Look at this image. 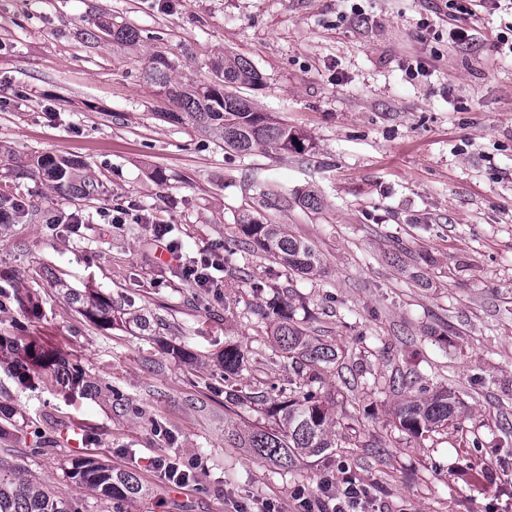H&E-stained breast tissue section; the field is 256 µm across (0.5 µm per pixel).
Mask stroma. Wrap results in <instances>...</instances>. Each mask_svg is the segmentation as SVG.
Here are the masks:
<instances>
[{
	"mask_svg": "<svg viewBox=\"0 0 512 512\" xmlns=\"http://www.w3.org/2000/svg\"><path fill=\"white\" fill-rule=\"evenodd\" d=\"M361 17L344 19L351 6ZM108 19L137 29L129 55L84 43ZM508 14L478 9L471 48L448 44L446 0H0V147L25 160L78 158L104 183L86 206L54 199L41 178L18 193L83 219L79 231L0 226V271L24 280L39 315L0 311V336L59 353L98 385L70 397L51 370L31 387L0 366V402L13 406L23 441L0 442V463L114 512L70 482L88 452L152 487L127 512H303L331 480L367 486L369 512H512V61L493 43ZM430 22L422 31L421 22ZM178 58L177 76L206 83L231 53L261 73L243 94L274 112L304 148L240 157L186 125L162 120L173 105L142 79L148 53ZM427 70L408 78L405 65ZM314 188L321 212L267 205L274 191ZM172 228L186 252L224 257L245 209L285 224L318 253L322 273L300 277L248 252L198 288L164 260L151 231L130 235L107 219L113 205ZM270 281L262 294L251 282ZM92 288L116 311L154 320L150 335L99 327L57 282ZM287 302L306 334L346 348L347 368L320 389L336 421L332 453L280 470L238 446L234 433L272 425L269 407L304 384L259 312ZM245 354L224 397V347ZM416 380L461 401L454 426L412 435L395 410L390 378ZM159 457L191 465L189 485L156 470Z\"/></svg>",
	"mask_w": 512,
	"mask_h": 512,
	"instance_id": "obj_1",
	"label": "stroma"
}]
</instances>
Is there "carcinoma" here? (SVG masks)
<instances>
[{
	"label": "carcinoma",
	"instance_id": "cac0c4a2",
	"mask_svg": "<svg viewBox=\"0 0 512 512\" xmlns=\"http://www.w3.org/2000/svg\"><path fill=\"white\" fill-rule=\"evenodd\" d=\"M112 39L121 46L140 42L139 32L127 26L114 27L107 21L97 24V30L85 34L88 42ZM178 62L169 56L154 52L142 68L143 80L164 91L176 105L177 111L163 112L161 116L174 124L191 126L224 144V149L247 156L258 149L278 154L297 147V137L288 125L272 112L257 109L240 94L243 88L258 87L262 78L248 61L226 55L211 63L213 78L204 84L184 83L174 73ZM38 170L50 174L53 192L65 199L90 203L103 193L102 182L79 160L43 158ZM18 205L13 223H63V216L39 206L26 205L11 189L0 190V207ZM241 240L224 245V264L235 260L245 248L261 253L288 271L301 276H312L320 270L315 251L290 233L285 224H264L249 214L238 218ZM66 297L85 318L102 327L112 326V301L98 292L66 289ZM273 322V336L277 347L295 360L299 369L308 371L307 382L320 383L323 377L340 367L343 354L331 346L315 343L297 325L291 306H274L266 313ZM8 364L21 385H32L37 378L27 364L18 359L14 341L5 339L0 344ZM25 358L55 372L56 381L69 395L86 394L94 384L85 374L53 353L28 351ZM244 352L236 345L224 348V374H237L244 365ZM460 401L452 389L425 395L419 392L408 396L398 407L399 425L412 434L435 432L451 424L458 415ZM275 426H255L239 435L240 446L255 456L275 463L283 470L294 467L296 460L306 455H321L336 447L334 413L329 402L313 392L290 393L288 400L270 407ZM67 478L78 487L88 489L106 502H115L120 510L126 503L150 495V489L130 470H114L95 458L79 457L68 462ZM0 512H81L73 499L60 497L43 481L7 468L0 463Z\"/></svg>",
	"mask_w": 512,
	"mask_h": 512
}]
</instances>
